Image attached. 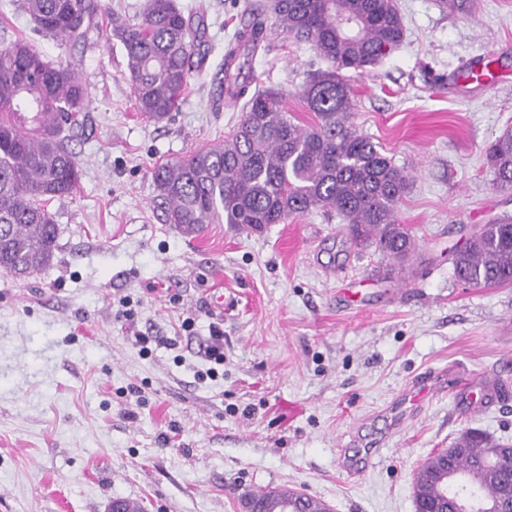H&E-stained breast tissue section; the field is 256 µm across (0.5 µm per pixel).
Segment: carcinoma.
<instances>
[{
	"instance_id": "cac0c4a2",
	"label": "carcinoma",
	"mask_w": 512,
	"mask_h": 512,
	"mask_svg": "<svg viewBox=\"0 0 512 512\" xmlns=\"http://www.w3.org/2000/svg\"><path fill=\"white\" fill-rule=\"evenodd\" d=\"M33 32L70 42L86 39L102 0H21ZM282 30L312 42L330 66L311 75L302 95L317 122L301 126L281 92L250 91L255 53L266 40L259 17L235 34L224 62V95L246 99L224 143L153 171L156 209L182 234L205 224L254 231L324 209L342 216L355 244L370 243L399 267L416 241L397 217L410 175L382 146L359 134L344 69L367 70L401 43L394 0H271ZM203 20L185 16L174 0H145L140 17H112L125 50L135 107L159 123L184 98L193 72L206 61ZM88 95L73 69L45 60L19 37L0 49V271L26 276L51 265L58 229L47 203L80 184L69 139L84 131ZM493 185L512 190V129L488 148ZM455 277L474 288L512 285V220L481 224L453 252ZM460 451L428 457L413 477L417 506L487 512L512 493V450L495 452L467 431ZM262 512H289L284 489L254 491Z\"/></svg>"
}]
</instances>
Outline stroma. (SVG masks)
<instances>
[{
	"label": "stroma",
	"mask_w": 512,
	"mask_h": 512,
	"mask_svg": "<svg viewBox=\"0 0 512 512\" xmlns=\"http://www.w3.org/2000/svg\"><path fill=\"white\" fill-rule=\"evenodd\" d=\"M106 2L74 44L34 34L19 0H0V47L30 38L89 96L69 143L80 185L47 204L53 263L0 272V512H107L116 497L144 512H243L245 493L278 487L333 512H415L413 475L430 454L472 429L512 444V286H464L451 263L476 227L512 218V190L493 187L485 153L512 127V0H475L469 14L396 0L403 43L342 72L357 131L412 177L399 218L417 252L401 271L351 245L333 212L258 232L208 224L194 238L163 223L153 170L224 142L241 119L240 106L216 104L217 74L254 0H175L203 16L207 61L159 124L137 112L112 35V14L136 20L143 0ZM265 25L252 85L313 124L301 90L327 63L274 16ZM483 65L497 82L467 80ZM214 324L224 374L202 381ZM138 331L157 337L151 353ZM433 373L492 379L509 397L442 389L389 429L387 406ZM358 437L383 452L354 477L342 453Z\"/></svg>",
	"instance_id": "stroma-1"
}]
</instances>
